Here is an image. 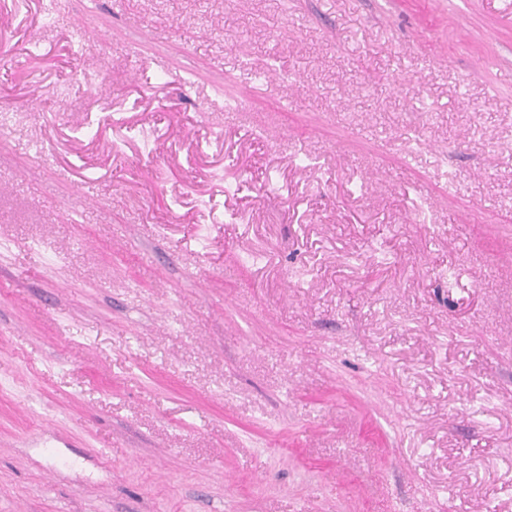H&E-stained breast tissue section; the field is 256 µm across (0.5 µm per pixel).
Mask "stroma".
Instances as JSON below:
<instances>
[{"label":"stroma","mask_w":512,"mask_h":512,"mask_svg":"<svg viewBox=\"0 0 512 512\" xmlns=\"http://www.w3.org/2000/svg\"><path fill=\"white\" fill-rule=\"evenodd\" d=\"M0 512H512V0H0Z\"/></svg>","instance_id":"stroma-1"}]
</instances>
